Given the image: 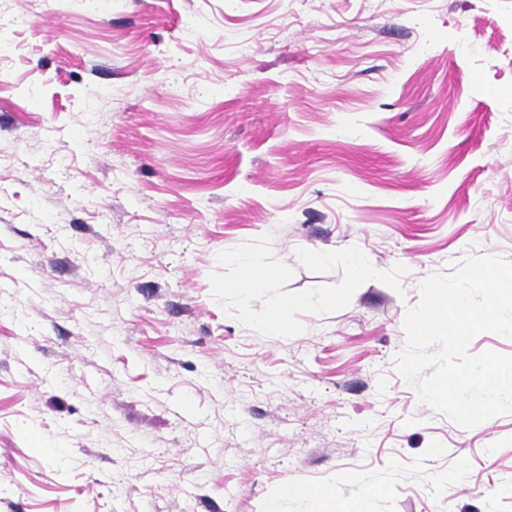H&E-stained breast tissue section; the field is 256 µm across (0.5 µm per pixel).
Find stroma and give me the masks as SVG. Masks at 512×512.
I'll list each match as a JSON object with an SVG mask.
<instances>
[{
  "label": "stroma",
  "instance_id": "obj_1",
  "mask_svg": "<svg viewBox=\"0 0 512 512\" xmlns=\"http://www.w3.org/2000/svg\"><path fill=\"white\" fill-rule=\"evenodd\" d=\"M272 234L265 336L213 299ZM512 260V0H0V512H512V415L399 375L430 275Z\"/></svg>",
  "mask_w": 512,
  "mask_h": 512
}]
</instances>
